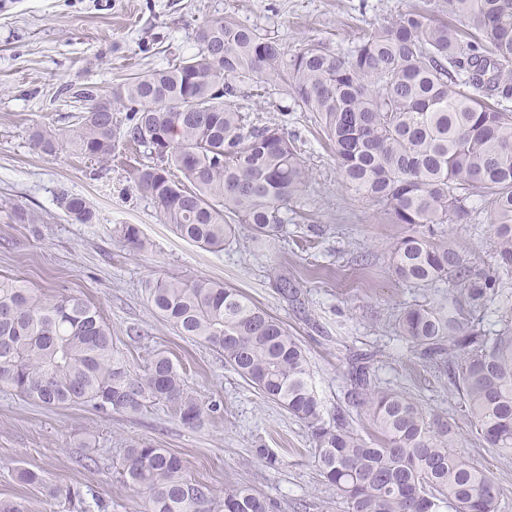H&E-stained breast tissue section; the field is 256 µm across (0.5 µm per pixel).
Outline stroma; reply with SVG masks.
<instances>
[{"label": "stroma", "mask_w": 512, "mask_h": 512, "mask_svg": "<svg viewBox=\"0 0 512 512\" xmlns=\"http://www.w3.org/2000/svg\"><path fill=\"white\" fill-rule=\"evenodd\" d=\"M429 0H0V277L40 292L68 289L102 312L114 349L142 372L157 353L169 356L185 387L204 407L193 427L167 403L135 414L107 415L87 405L49 410L0 384V499L23 502L27 512H142L145 493L130 486L121 461L140 442L180 456L193 480L216 492L249 486L278 512H345L336 489L323 483L303 423L265 398L207 344L180 335L148 302L144 282L167 276L210 279L239 289L281 320L302 344L327 412L348 411L362 432L371 425L350 399L349 361L371 352L381 386L403 388L428 408L448 413L460 428V455L495 478L501 512H512V455L486 447L471 432L446 378L423 367L389 328L405 307L437 300L442 287L413 288L392 274L390 250L400 226L387 223L369 200L340 184L336 160L311 113L301 111L281 80L263 97L249 98L250 118L287 125L312 172L300 209L288 215V234L275 242L239 230L213 252L180 239L153 199L136 186L152 164L148 148L118 135L109 163L62 145L35 151L34 130L66 133L81 108L78 93L111 98L127 78L163 68L195 53V33L207 19L231 16L297 50L327 43L347 55L366 30ZM83 197L93 223L73 220L57 202L61 191ZM473 220L448 225L468 265L490 263V211L471 200ZM34 213L21 224L15 208ZM134 224L147 246L135 250L123 225ZM288 273L302 305L273 285ZM268 449L275 464L258 456ZM27 467L44 485L15 479ZM80 492L67 501V489Z\"/></svg>", "instance_id": "35a3bbf8"}]
</instances>
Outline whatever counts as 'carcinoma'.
Segmentation results:
<instances>
[{"label": "carcinoma", "mask_w": 512, "mask_h": 512, "mask_svg": "<svg viewBox=\"0 0 512 512\" xmlns=\"http://www.w3.org/2000/svg\"><path fill=\"white\" fill-rule=\"evenodd\" d=\"M368 30L347 56L320 43L288 52L281 41L215 16L196 31L197 51L88 102L67 140L79 154L106 163L116 149L117 112L128 137L158 163L138 173L180 238L219 251L246 227L256 240L283 235L288 210L300 203L309 168L295 140L278 125L248 122L242 88L280 76L331 142L342 187L372 201L405 229L391 251L396 280L414 287L448 284V298L405 308L395 334L422 363L448 376L477 438L512 453V325L494 335L477 313L509 306L502 284L512 275V0H443ZM32 147L55 152L59 135L35 131ZM487 200L496 240L494 266L467 265L444 224L470 218V198ZM82 224L87 202L59 195ZM275 287L297 300L288 274ZM151 306L183 336L218 349L224 361L305 424L314 460L348 512H499L493 477L454 452L458 433L448 415L408 393L377 384L371 368L352 367L351 395L374 433L363 435L342 409L324 421V401L298 339L238 289L207 279H150ZM0 382L53 409L89 405L104 414L135 413L147 403L175 407L188 426L203 407L185 392L173 361L157 354L131 373L114 353L112 333L85 297L39 294L0 279ZM137 397L125 394L126 386ZM127 482L147 493L145 512H273L247 487L217 499L185 474L180 457L152 444L126 448Z\"/></svg>", "instance_id": "obj_1"}]
</instances>
